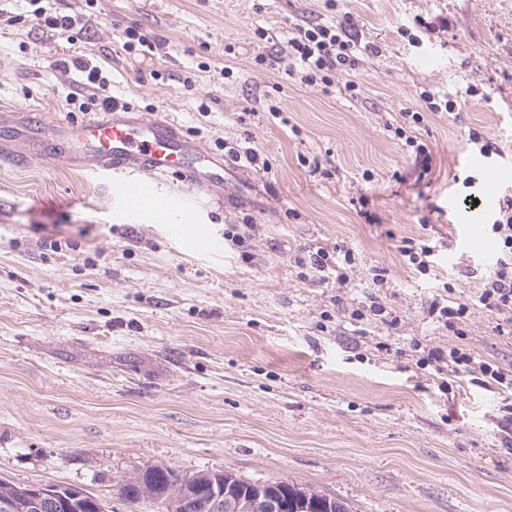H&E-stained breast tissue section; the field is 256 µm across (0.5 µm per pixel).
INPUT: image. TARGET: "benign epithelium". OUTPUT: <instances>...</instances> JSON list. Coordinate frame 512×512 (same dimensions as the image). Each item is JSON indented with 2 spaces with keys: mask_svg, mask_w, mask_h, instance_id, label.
<instances>
[{
  "mask_svg": "<svg viewBox=\"0 0 512 512\" xmlns=\"http://www.w3.org/2000/svg\"><path fill=\"white\" fill-rule=\"evenodd\" d=\"M284 487L272 481L245 488L240 479L226 470L182 488L180 505L203 498L206 512H288ZM82 498L81 487L22 485L18 495L0 500V512H52L60 507L71 512Z\"/></svg>",
  "mask_w": 512,
  "mask_h": 512,
  "instance_id": "1",
  "label": "benign epithelium"
}]
</instances>
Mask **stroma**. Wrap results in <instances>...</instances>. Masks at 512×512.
<instances>
[{"label":"stroma","mask_w":512,"mask_h":512,"mask_svg":"<svg viewBox=\"0 0 512 512\" xmlns=\"http://www.w3.org/2000/svg\"><path fill=\"white\" fill-rule=\"evenodd\" d=\"M9 7L1 107L81 119L72 62L93 56L107 95L228 166L189 195L223 245L204 253L124 212L106 174L0 152V479L78 485L109 512L149 465L285 481L352 512H512L502 387L422 361L458 346L512 372V335L479 302L495 261L466 247L498 240L488 168L512 189V0H98L74 41L38 33L28 0ZM344 18L378 51L329 90L258 64L295 25ZM130 25L163 52L123 51ZM423 91L447 110L405 123ZM404 239L436 245L427 271ZM338 244L346 282L301 266ZM443 292L469 306L464 337L429 313ZM371 293L396 325L352 319Z\"/></svg>","instance_id":"1"}]
</instances>
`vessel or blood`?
<instances>
[{
  "instance_id": "obj_1",
  "label": "vessel or blood",
  "mask_w": 512,
  "mask_h": 512,
  "mask_svg": "<svg viewBox=\"0 0 512 512\" xmlns=\"http://www.w3.org/2000/svg\"><path fill=\"white\" fill-rule=\"evenodd\" d=\"M0 129L8 133L6 147L19 149V161L39 155L109 173L112 201L131 212L154 201L153 215L158 219H167L170 202L158 195L152 176L177 174L190 190H206L216 184L201 163L200 150L184 129L168 118L100 112L80 121L50 122L42 111L26 108L17 117L0 114Z\"/></svg>"
}]
</instances>
